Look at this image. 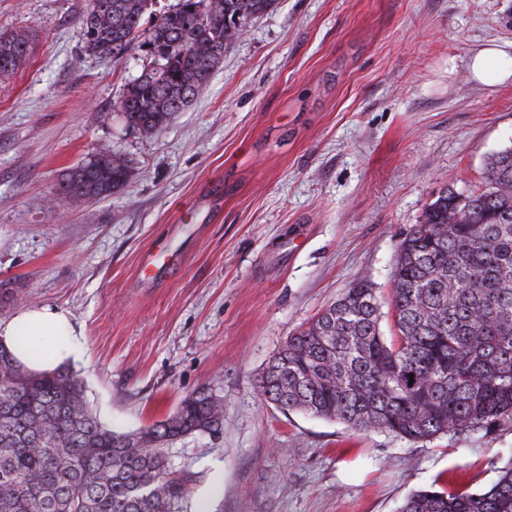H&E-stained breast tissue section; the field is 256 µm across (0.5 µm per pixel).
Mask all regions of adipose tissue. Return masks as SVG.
<instances>
[{
  "mask_svg": "<svg viewBox=\"0 0 512 512\" xmlns=\"http://www.w3.org/2000/svg\"><path fill=\"white\" fill-rule=\"evenodd\" d=\"M0 343L28 369L55 368L61 357L76 354V329L65 310L39 306L0 322Z\"/></svg>",
  "mask_w": 512,
  "mask_h": 512,
  "instance_id": "adipose-tissue-1",
  "label": "adipose tissue"
}]
</instances>
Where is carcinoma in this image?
I'll return each instance as SVG.
<instances>
[{"instance_id": "cac0c4a2", "label": "carcinoma", "mask_w": 512, "mask_h": 512, "mask_svg": "<svg viewBox=\"0 0 512 512\" xmlns=\"http://www.w3.org/2000/svg\"><path fill=\"white\" fill-rule=\"evenodd\" d=\"M110 2L83 16L84 48L119 61L137 42L153 56L161 80L135 78L117 101L126 126L148 136L192 104L224 48L275 0H178L148 27L153 0ZM28 54L26 33H0V76ZM131 179L130 161L102 149L66 173L60 194L108 197ZM484 179L478 194L443 190L398 242L393 335L381 330L376 288L356 282L272 359L259 382L266 401L411 441L512 416V146L491 156ZM223 421L221 401L200 392L117 433L90 411L73 372H32L0 345V512H172L185 485L165 448ZM401 512H512V459L484 488L432 486Z\"/></svg>"}]
</instances>
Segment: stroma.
Segmentation results:
<instances>
[{"label":"stroma","instance_id":"1","mask_svg":"<svg viewBox=\"0 0 512 512\" xmlns=\"http://www.w3.org/2000/svg\"><path fill=\"white\" fill-rule=\"evenodd\" d=\"M88 7L0 0V32L30 38L0 76V320L69 311L79 354L63 364L114 431L201 391L222 401L220 430L166 450L186 488L173 512H400L417 490L495 479L510 420L414 442L281 410L259 380L358 280L389 299L397 244L441 190L483 189L512 145V78L470 63L512 45V0H276L151 136L113 109L150 58L87 55ZM105 147L130 184L59 196ZM497 60L498 65L495 68L489 67L490 60ZM472 71L478 78L488 82L495 83L512 77V55L500 47H486L480 49L474 56Z\"/></svg>","mask_w":512,"mask_h":512}]
</instances>
